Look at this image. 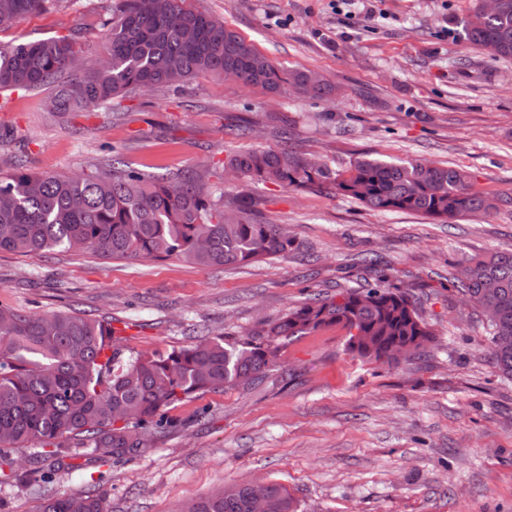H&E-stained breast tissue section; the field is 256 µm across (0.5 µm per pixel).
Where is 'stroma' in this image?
I'll return each instance as SVG.
<instances>
[{
    "mask_svg": "<svg viewBox=\"0 0 512 512\" xmlns=\"http://www.w3.org/2000/svg\"><path fill=\"white\" fill-rule=\"evenodd\" d=\"M113 3L72 0L67 11L1 25L0 42L67 37L97 59ZM476 4L201 0L276 64L342 86L333 99L272 97L202 76L129 95L111 113L50 112L47 88L0 94V172L22 160L34 172L84 175L116 154L148 175L209 170L230 198L226 158L263 145L333 170L359 157L449 164L500 197L490 213L442 223L327 190L249 184L259 220L286 226L294 246L236 269L0 252V305L105 317L133 352L189 344L204 327L245 339L263 320L362 282V260L375 255L434 332L424 357L392 366L348 355L336 325L293 339L278 371L177 405L174 428L132 458L73 460L51 495L103 489L105 512H181L257 478L285 485L301 512H512V380L495 367L480 310L450 285L461 262L512 250V58L464 40L461 22ZM246 120L256 129L247 137L238 130ZM28 473L0 477V512H37L42 493Z\"/></svg>",
    "mask_w": 512,
    "mask_h": 512,
    "instance_id": "1",
    "label": "stroma"
}]
</instances>
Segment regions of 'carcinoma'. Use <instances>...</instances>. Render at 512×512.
Instances as JSON below:
<instances>
[{"label":"carcinoma","mask_w":512,"mask_h":512,"mask_svg":"<svg viewBox=\"0 0 512 512\" xmlns=\"http://www.w3.org/2000/svg\"><path fill=\"white\" fill-rule=\"evenodd\" d=\"M68 0H0V26ZM107 28L105 58L84 75L62 82L81 65L68 38L0 43V91L55 85L52 111L113 110L137 90H152L204 76L227 79L265 94L290 89L328 98L340 86L310 70H287L261 54L224 21L188 0H116ZM464 38L494 58L512 57V0L484 15L477 26L463 21ZM234 176L246 184L314 187L380 212L407 211L456 220L488 213L498 198L479 190L467 174L418 160L388 162L362 157L348 168L306 164L285 148L257 147L229 157ZM208 174L187 170L147 177L112 167L81 177L37 173L22 165L0 173V252L23 255L56 248L103 257L181 259L202 266L237 268L288 255V229L262 224L244 205L229 208L208 186ZM373 283L341 291L338 299H314L288 309L238 342L202 329L189 345L152 353H126L112 324L69 312L27 314L0 307V466L15 472L23 458L9 450L38 444L36 457L58 471L88 455L106 463L136 455L147 438L174 426L175 405L224 387L251 386L278 367L280 347L323 325L348 331L346 350L392 364L397 348L420 354L433 333L415 302L390 286L381 262L364 259ZM454 287L486 318L492 356L512 378V250L472 258ZM267 512H298V502L277 483L266 487ZM97 492L47 496L39 512H103ZM184 512H249L243 483L186 504Z\"/></svg>","instance_id":"cac0c4a2"}]
</instances>
